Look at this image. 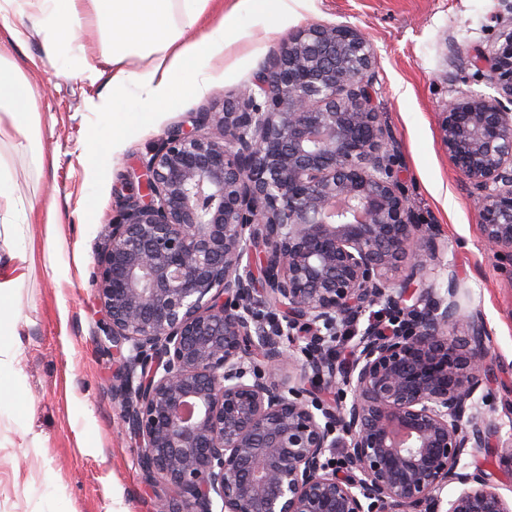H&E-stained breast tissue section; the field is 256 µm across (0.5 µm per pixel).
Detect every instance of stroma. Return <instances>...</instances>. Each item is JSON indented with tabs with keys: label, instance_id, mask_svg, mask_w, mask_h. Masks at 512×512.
<instances>
[{
	"label": "stroma",
	"instance_id": "stroma-1",
	"mask_svg": "<svg viewBox=\"0 0 512 512\" xmlns=\"http://www.w3.org/2000/svg\"><path fill=\"white\" fill-rule=\"evenodd\" d=\"M312 24L353 26L374 53L367 77L394 140L400 185L418 220L437 225L446 244L442 266L427 283L445 288L446 271L454 269L469 291L470 311L481 314L490 331L494 366L477 399L497 434L470 464L512 497V469L502 459L512 440V263L485 249L477 193L462 181L438 128L448 101L491 94L473 54L512 29V15L500 0H292L281 28L243 16L238 26L247 36L213 60L208 89L148 114L99 166L87 151L97 120L87 101L102 95L104 84L59 70L39 36L20 46L0 43L32 80L42 149L57 163L39 165L33 152L8 143L0 145V158L19 195L35 203L28 215L34 248L51 236L59 252L57 275L34 260L11 303L22 354L14 377L0 379L8 402L0 416V512H152L156 496L168 495L166 487L145 484L136 444L112 398L113 367L102 354L94 290L97 255L130 175L156 140L191 126L197 113L223 112L252 88L289 33Z\"/></svg>",
	"mask_w": 512,
	"mask_h": 512
}]
</instances>
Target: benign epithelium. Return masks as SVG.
Listing matches in <instances>:
<instances>
[{
  "label": "benign epithelium",
  "mask_w": 512,
  "mask_h": 512,
  "mask_svg": "<svg viewBox=\"0 0 512 512\" xmlns=\"http://www.w3.org/2000/svg\"><path fill=\"white\" fill-rule=\"evenodd\" d=\"M476 59L496 94L450 101L441 143L479 192L485 246L512 261V31ZM372 65L349 25L289 34L255 89L158 139L112 218L101 346L145 482L176 491L155 512H512L464 462L495 432L475 401L488 330L453 269L444 292L417 288L439 230L395 177ZM258 282L283 321L260 318ZM381 302L395 328L367 326L336 380L326 340ZM285 366L296 379L269 377ZM307 379L345 390L330 406Z\"/></svg>",
  "instance_id": "obj_1"
}]
</instances>
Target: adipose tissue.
Returning <instances> with one entry per match:
<instances>
[{
	"mask_svg": "<svg viewBox=\"0 0 512 512\" xmlns=\"http://www.w3.org/2000/svg\"><path fill=\"white\" fill-rule=\"evenodd\" d=\"M216 0H0V30L12 42L27 31L42 38L45 56L62 66L82 68L93 81H104L107 92L90 102L96 112L101 151L109 134L126 131L142 122L147 108H161L207 88L208 69L221 55L225 33L242 38L236 23L244 15H272L288 19V0H230L216 9ZM214 20L194 40L186 35L206 15ZM94 28L100 51L109 65L101 70L85 51L81 36ZM136 57L151 58V66L134 69ZM41 139L35 91L22 65L0 53V143L11 141L37 149ZM26 205L16 194L12 171L0 160V377L12 376L21 354L10 343L15 333L9 299L16 296L25 277L29 255L25 247Z\"/></svg>",
	"mask_w": 512,
	"mask_h": 512,
	"instance_id": "ef3b65f1",
	"label": "adipose tissue"
}]
</instances>
